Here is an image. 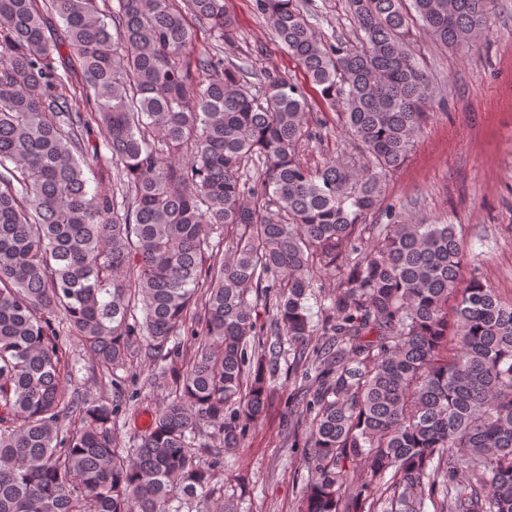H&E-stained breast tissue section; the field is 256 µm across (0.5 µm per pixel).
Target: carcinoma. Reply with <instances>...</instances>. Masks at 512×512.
<instances>
[{
  "instance_id": "cac0c4a2",
  "label": "carcinoma",
  "mask_w": 512,
  "mask_h": 512,
  "mask_svg": "<svg viewBox=\"0 0 512 512\" xmlns=\"http://www.w3.org/2000/svg\"><path fill=\"white\" fill-rule=\"evenodd\" d=\"M176 2L0 0V512H237L224 449L265 412L284 343L315 372L303 512H512V302L463 277L454 224L363 244L434 98L413 21L462 50L489 0H349L358 45L322 41L296 0H256L356 144L358 163L322 165L303 87L188 59L186 14L220 40L231 22L224 0ZM102 145L110 193L85 177ZM75 344L112 399L79 390ZM143 388L163 400L120 448ZM335 289L336 278L330 275H323L320 281H318L317 288H314V292L310 296L308 305L311 308L316 325L312 346H320L327 339V336L322 335L321 318L324 314V308L330 304V299L333 297Z\"/></svg>"
}]
</instances>
